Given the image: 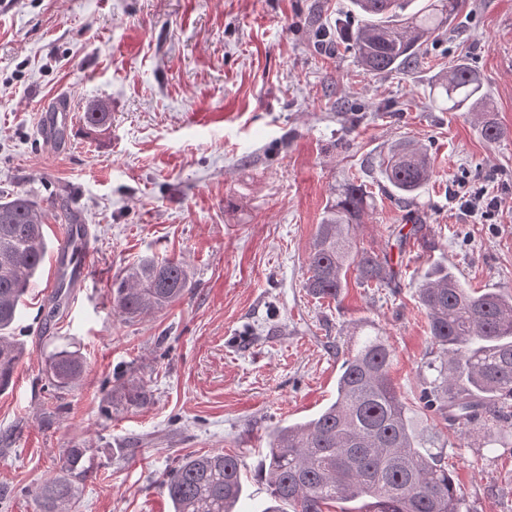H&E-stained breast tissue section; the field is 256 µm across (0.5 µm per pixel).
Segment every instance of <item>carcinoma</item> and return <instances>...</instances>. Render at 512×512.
I'll return each mask as SVG.
<instances>
[{
  "label": "carcinoma",
  "mask_w": 512,
  "mask_h": 512,
  "mask_svg": "<svg viewBox=\"0 0 512 512\" xmlns=\"http://www.w3.org/2000/svg\"><path fill=\"white\" fill-rule=\"evenodd\" d=\"M361 16L339 29L343 43L374 74L416 64L421 46L447 27L464 0H351ZM441 111H471L487 93L478 73L464 62L448 68L429 90ZM480 134L496 142L504 131L489 111L478 113ZM81 120L88 132L112 124L104 104ZM399 198L413 202L430 181L427 151L410 139L392 144L379 162ZM373 193L354 176L340 184L317 225L307 255L305 288L336 301L349 270L362 285L387 287L394 271L387 256L358 248L355 236ZM44 215L25 191L0 195V393L11 384L23 344L13 336L24 297L48 252ZM191 288L184 260L144 258L112 279L113 312L134 321L163 310ZM427 318L435 358L423 388L422 408L443 422L469 424L480 418L491 430L488 445L512 447V293L474 292L447 266H431L415 283ZM394 349L380 331H369L344 354L336 399L315 417L274 430L264 462L271 505L264 512H330L337 500L362 501L359 512H471L448 473L443 451L420 446L404 397L388 370ZM84 361L78 351L55 348L43 373L48 386L64 390L78 382ZM129 406L150 400L143 386L124 393ZM91 449L64 450L36 499L38 512H77L79 484L91 471ZM242 460L214 451L180 460L163 485L172 512H236L242 493Z\"/></svg>",
  "instance_id": "cac0c4a2"
}]
</instances>
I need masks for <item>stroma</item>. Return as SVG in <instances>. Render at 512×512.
Returning a JSON list of instances; mask_svg holds the SVG:
<instances>
[{
	"instance_id": "obj_1",
	"label": "stroma",
	"mask_w": 512,
	"mask_h": 512,
	"mask_svg": "<svg viewBox=\"0 0 512 512\" xmlns=\"http://www.w3.org/2000/svg\"><path fill=\"white\" fill-rule=\"evenodd\" d=\"M349 0H5L0 5V192L41 201L92 227V276L77 305L52 312L50 265L30 289L15 336L25 353L0 393V512H36L63 449H93L80 512H170L163 476L179 458L233 452L244 463L243 512L269 494V434L336 398L341 352L360 323L394 347L390 375L418 408L432 357L412 286L441 260L469 286L512 292V0H466L411 69L374 75L336 42L356 25ZM482 78L511 134L487 142L465 112L429 101L458 60ZM64 97L69 144L37 138L44 105ZM105 102L112 126L80 118ZM427 150L434 174L410 204L379 161L395 141ZM351 173L375 197L360 247L388 254L400 282L349 281L338 301L307 293L306 258L331 199ZM479 183L496 220L452 200ZM423 224L409 237L412 218ZM145 256L184 259L193 288L161 312L124 322L113 277ZM79 351L80 382L48 387L55 347ZM152 397L126 405L122 388ZM446 443L448 472L473 512H512V449L487 450L476 425L419 415Z\"/></svg>"
}]
</instances>
